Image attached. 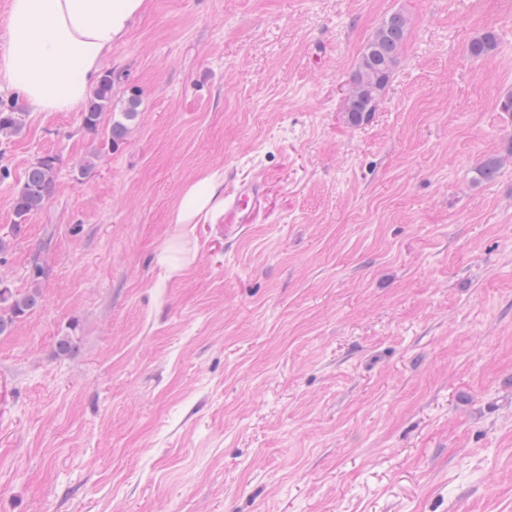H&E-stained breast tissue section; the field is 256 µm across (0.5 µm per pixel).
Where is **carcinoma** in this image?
Here are the masks:
<instances>
[{
	"mask_svg": "<svg viewBox=\"0 0 512 512\" xmlns=\"http://www.w3.org/2000/svg\"><path fill=\"white\" fill-rule=\"evenodd\" d=\"M408 21L400 13L390 15L376 31L365 47L359 65L353 75L347 98L346 112L349 121L358 125L376 110L392 73L398 62L402 44L407 32ZM497 43L494 31L488 30L470 43V53L481 56L492 50ZM112 72H104L102 79L89 94L82 119L84 128L97 132L105 114L112 112ZM21 128V113L10 106L0 110V136L8 137ZM127 133V126L119 120H111L108 128L109 146L121 143ZM57 174V158L45 155L33 162L25 174L23 183L17 189L13 201L14 228L19 230L29 216L43 207L54 192ZM41 293L32 287L17 293L0 279V334L28 312L37 308Z\"/></svg>",
	"mask_w": 512,
	"mask_h": 512,
	"instance_id": "cac0c4a2",
	"label": "carcinoma"
}]
</instances>
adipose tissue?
I'll list each match as a JSON object with an SVG mask.
<instances>
[{"mask_svg": "<svg viewBox=\"0 0 512 512\" xmlns=\"http://www.w3.org/2000/svg\"><path fill=\"white\" fill-rule=\"evenodd\" d=\"M144 0H9L8 43L0 84L17 88L36 112L80 108L98 84L106 54L128 30ZM224 213V172L193 183L173 214L199 224Z\"/></svg>", "mask_w": 512, "mask_h": 512, "instance_id": "1", "label": "adipose tissue"}]
</instances>
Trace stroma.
Instances as JSON below:
<instances>
[{
  "label": "stroma",
  "instance_id": "35a3bbf8",
  "mask_svg": "<svg viewBox=\"0 0 512 512\" xmlns=\"http://www.w3.org/2000/svg\"><path fill=\"white\" fill-rule=\"evenodd\" d=\"M394 13L398 66L353 125ZM105 66L114 112L139 99L115 149L0 87L23 119L0 277L41 292L0 335V512H512V0H144ZM47 154L54 193L13 232ZM219 167L260 208L235 243L179 235ZM408 21L400 13L390 15L365 47L353 75L346 112L353 125L375 112L398 62Z\"/></svg>",
  "mask_w": 512,
  "mask_h": 512
}]
</instances>
